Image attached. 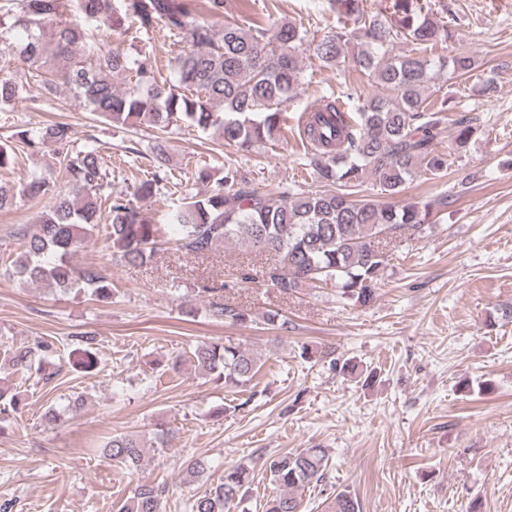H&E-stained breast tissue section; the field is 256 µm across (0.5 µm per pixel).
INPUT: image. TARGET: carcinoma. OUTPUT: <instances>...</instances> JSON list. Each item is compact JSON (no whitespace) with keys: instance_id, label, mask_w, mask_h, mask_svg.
Masks as SVG:
<instances>
[{"instance_id":"carcinoma-1","label":"carcinoma","mask_w":512,"mask_h":512,"mask_svg":"<svg viewBox=\"0 0 512 512\" xmlns=\"http://www.w3.org/2000/svg\"><path fill=\"white\" fill-rule=\"evenodd\" d=\"M346 18L317 45V56L330 64L351 61L375 80L382 92L356 104L351 95L329 96L298 116V133L317 184L296 183L262 190L238 169L227 167L224 187L208 195L184 193L169 215L177 230L178 251L208 258L232 243H242L266 256L256 271H238L243 282L256 279L292 295L301 288L333 285L338 297L360 306L371 303L375 286L388 266L384 246L405 238L419 239L437 213L469 190L460 181L448 193L401 207L385 205L362 193L365 180L394 196L423 175L446 169V154L436 146L446 123L447 108L425 105L433 73L463 76L475 69L463 52L438 62L413 51L392 53L394 44L426 45L447 29L422 13L418 0H391L388 19L365 17L364 0H334ZM224 0H0V27H21L24 39L8 46L23 73L48 90L65 86L85 110L111 126L146 124L159 133L183 122L202 132L221 130L224 141L240 147L277 142L283 136V106L301 83V50L305 35L290 23L264 24L250 19L225 21L217 34L207 16L220 14ZM353 25H348V21ZM163 24L184 35L187 46L172 59L173 79L156 75L155 61L106 47L94 38L96 28L148 32ZM126 80L124 87L115 78ZM29 87L17 73L0 70V108L10 106ZM454 143L461 147L477 133L478 118L455 120ZM53 145L60 154L61 176L41 174L17 186L0 185V208L16 198H51L36 229L16 232L19 253L9 264L17 277L45 288H88L101 301L112 299V283L94 266L77 267L72 256L98 228L107 211L106 241L112 258L134 267L150 264L162 242L161 225L153 222L146 203L155 188L169 182L171 169L161 146L154 147L152 179L129 195H112V179L101 162L106 142L93 137L75 145L72 126L55 121L16 133L13 143L0 144V168L39 145ZM208 313L236 323L248 314L222 301L208 302ZM57 356L48 340L22 345L0 360L16 371L41 373ZM300 356L338 363L335 350L302 347ZM195 370L235 388L246 387L259 372L260 358L229 340L203 342L193 351ZM23 400L0 385V423L19 413ZM144 445L133 436H114L104 453L120 468L137 465ZM329 457L322 448H304L268 458L272 481L280 492L266 502V512H300L302 493L327 474ZM249 468L224 467V476L208 493L195 498L191 512H230L243 497ZM167 493L160 484H140L119 506V512H160ZM330 512H359L350 492L336 493Z\"/></svg>"}]
</instances>
